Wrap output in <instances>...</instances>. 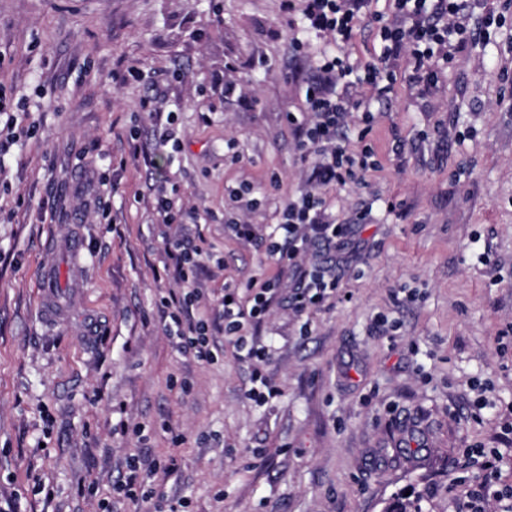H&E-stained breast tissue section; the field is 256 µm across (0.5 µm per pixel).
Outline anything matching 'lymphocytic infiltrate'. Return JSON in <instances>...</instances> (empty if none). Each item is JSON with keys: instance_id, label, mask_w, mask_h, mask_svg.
Segmentation results:
<instances>
[{"instance_id": "lymphocytic-infiltrate-1", "label": "lymphocytic infiltrate", "mask_w": 512, "mask_h": 512, "mask_svg": "<svg viewBox=\"0 0 512 512\" xmlns=\"http://www.w3.org/2000/svg\"><path fill=\"white\" fill-rule=\"evenodd\" d=\"M372 2L281 0L285 17L297 12L302 15L303 36L291 39L290 46L305 51L310 68L317 74L306 85L302 114L288 117L296 146L303 157L311 159L312 168L299 195L289 199L281 212L279 235L261 240L252 225L228 224L240 239L261 240L266 255L290 273V305L299 314L325 302L337 288L335 278L327 276L324 268L305 263V254L316 243L332 246L352 233L351 225L328 219L325 188L364 183L367 173L376 167L374 150L366 142L373 129L370 115L362 117L364 126L358 134L362 147L355 150L350 145L346 130L355 110L387 97L397 82L396 67L402 60L410 69L411 87L418 95H427L448 65L474 40L469 27L472 0H394L395 15L387 22L372 11ZM364 19L378 24L382 48L379 63L358 68L350 63L345 48ZM162 239L177 285L161 294L160 305L178 327L181 350L197 360L210 361L211 325L208 319L190 314L201 294L195 275L205 253L184 237L166 232ZM279 286L276 279L252 280L245 292L229 287L224 290V333L246 348L248 359L257 364L265 362L267 352L262 346L248 344L244 330L260 326ZM498 455L495 448L481 452L482 479L468 512H488L492 503L498 505V512H512V486L498 482Z\"/></svg>"}]
</instances>
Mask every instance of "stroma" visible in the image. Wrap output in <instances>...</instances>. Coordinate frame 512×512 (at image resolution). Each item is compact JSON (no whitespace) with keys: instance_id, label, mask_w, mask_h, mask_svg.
I'll return each mask as SVG.
<instances>
[{"instance_id":"stroma-1","label":"stroma","mask_w":512,"mask_h":512,"mask_svg":"<svg viewBox=\"0 0 512 512\" xmlns=\"http://www.w3.org/2000/svg\"><path fill=\"white\" fill-rule=\"evenodd\" d=\"M221 3L0 0L16 117L0 154V512H145L114 490L134 455L177 459L151 479L157 512L183 498L190 512H383L431 483L448 495L424 512H460L477 451L512 448V10L480 37L500 5L483 0L470 52L430 94L401 67L373 104L378 170L325 190L336 223L369 217L341 248L308 251L338 279L323 305L297 315L279 289L255 337L279 393L260 403L223 333L212 362L179 351L158 302L176 282L155 277L156 186L184 212L172 233L214 255L192 312L219 327L225 285L279 273L225 218L268 235L304 185L281 0ZM145 97L157 112L139 111ZM245 184L257 204L242 210Z\"/></svg>"}]
</instances>
